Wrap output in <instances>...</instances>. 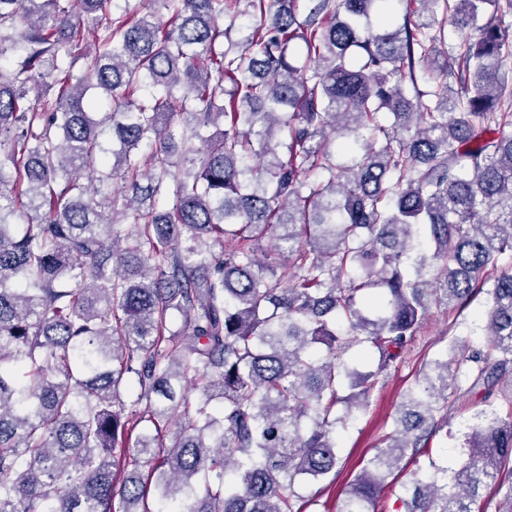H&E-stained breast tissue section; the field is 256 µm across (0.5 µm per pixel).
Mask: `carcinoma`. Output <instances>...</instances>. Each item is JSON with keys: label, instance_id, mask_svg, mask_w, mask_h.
I'll return each instance as SVG.
<instances>
[{"label": "carcinoma", "instance_id": "obj_1", "mask_svg": "<svg viewBox=\"0 0 512 512\" xmlns=\"http://www.w3.org/2000/svg\"><path fill=\"white\" fill-rule=\"evenodd\" d=\"M151 2L0 0V512H300L432 307L484 292L486 347L419 368L337 509L377 512L448 387L512 383V0ZM482 418L401 512H483L512 409Z\"/></svg>", "mask_w": 512, "mask_h": 512}]
</instances>
